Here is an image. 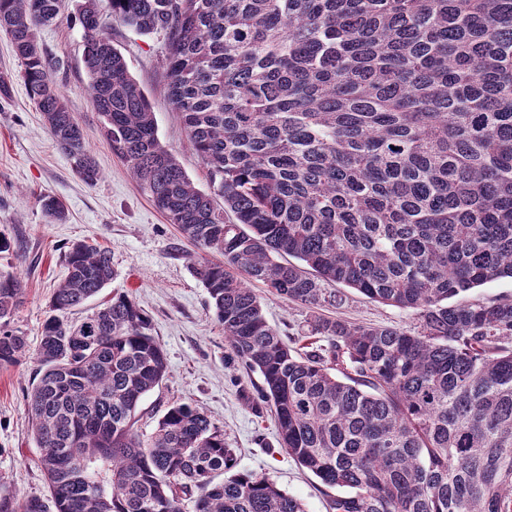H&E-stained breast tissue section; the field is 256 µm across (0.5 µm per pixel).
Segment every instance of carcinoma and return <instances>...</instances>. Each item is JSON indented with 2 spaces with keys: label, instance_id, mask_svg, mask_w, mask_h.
Instances as JSON below:
<instances>
[{
  "label": "carcinoma",
  "instance_id": "1",
  "mask_svg": "<svg viewBox=\"0 0 512 512\" xmlns=\"http://www.w3.org/2000/svg\"><path fill=\"white\" fill-rule=\"evenodd\" d=\"M64 8L0 0V30L55 145L94 186L101 170L36 41ZM105 17L164 34L168 96L214 194L160 141ZM77 21L105 140L200 251L224 339L262 377L279 445L327 488L329 512H512V298L452 302L512 278V0H85ZM41 205L66 218L59 198ZM64 261L26 396L48 495L0 485V512H182L192 493L195 512H306L235 471L193 404L138 431L166 353L123 292L69 321L114 270L84 241ZM251 281L313 307L343 285L416 311L421 331L320 318L295 349ZM23 297L1 272L0 368L28 353L12 326Z\"/></svg>",
  "mask_w": 512,
  "mask_h": 512
}]
</instances>
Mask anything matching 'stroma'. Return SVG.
<instances>
[{
    "label": "stroma",
    "mask_w": 512,
    "mask_h": 512,
    "mask_svg": "<svg viewBox=\"0 0 512 512\" xmlns=\"http://www.w3.org/2000/svg\"><path fill=\"white\" fill-rule=\"evenodd\" d=\"M82 2L66 0L62 18L41 27L37 40L56 63L52 77L82 125L102 172L96 186L85 185L70 159L53 143L28 94L11 39L0 31V75L9 80V95L0 98V231L25 246L19 259L0 254V272L17 275L25 284L13 325L30 347H37L50 297L67 275L63 260L67 247L86 241L110 248L115 276L103 297L124 292L133 298L150 319L152 333L167 355V377L144 398L139 431L151 433L172 403L196 404L223 430L239 470L269 477L301 499L306 512H328L317 478L280 448L273 414L244 398V391L252 390L260 377L227 364L224 329L209 306L205 288L192 273L193 245L155 208L101 133L85 92L81 31L74 23ZM108 32L149 100L160 141L177 156L194 184L211 192L207 168L190 148L167 98L164 36L141 35L115 23ZM43 194L63 201L64 221L46 217L39 202ZM252 288L267 320L284 340L293 347L304 344L313 320L311 310L272 295L262 283H253ZM337 292L343 301L326 308L328 316L413 333L420 330L416 311L370 300L343 286ZM34 367L33 360L26 359L0 369V480L20 496L47 492L37 463L40 450L26 419V393Z\"/></svg>",
    "instance_id": "35a3bbf8"
}]
</instances>
